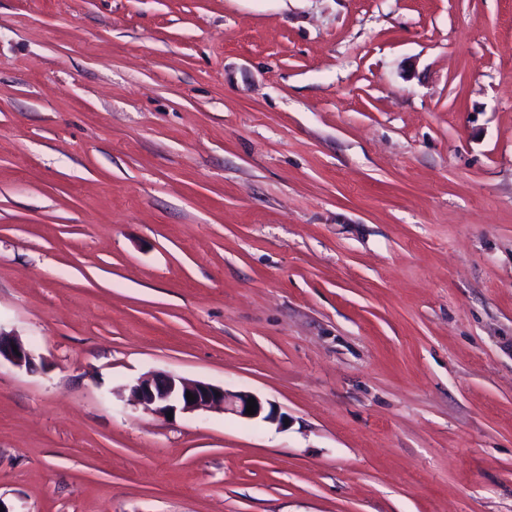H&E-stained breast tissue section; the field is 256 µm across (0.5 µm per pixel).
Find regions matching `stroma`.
<instances>
[{
  "instance_id": "35a3bbf8",
  "label": "stroma",
  "mask_w": 512,
  "mask_h": 512,
  "mask_svg": "<svg viewBox=\"0 0 512 512\" xmlns=\"http://www.w3.org/2000/svg\"><path fill=\"white\" fill-rule=\"evenodd\" d=\"M0 330L10 512H512V0H0ZM13 345H16L17 352H14ZM2 358L19 368H30L32 365V355L23 342L0 330V362ZM131 397L145 409L167 417L179 413H190L204 408H219L248 421L260 419L268 423L285 424V417L278 414L276 407L262 400L251 391H228L224 387L202 381H188L185 378L169 373L156 374L148 378L136 380L129 387ZM187 392L194 396L188 401ZM220 393V396H216ZM254 398L257 402L256 414H246L247 400Z\"/></svg>"
}]
</instances>
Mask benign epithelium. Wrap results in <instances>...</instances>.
I'll use <instances>...</instances> for the list:
<instances>
[{"mask_svg":"<svg viewBox=\"0 0 512 512\" xmlns=\"http://www.w3.org/2000/svg\"><path fill=\"white\" fill-rule=\"evenodd\" d=\"M2 358L19 368H29L32 365V355L23 342L0 330V359ZM129 391L138 404L164 417L170 413H190L213 407L248 421L260 419L280 426L285 424V417L278 414L273 404L262 400L251 391H228L217 385L188 381L169 373L138 379L129 387ZM189 392L194 396L192 401L186 398ZM250 398L257 402L254 415L246 414L247 400Z\"/></svg>","mask_w":512,"mask_h":512,"instance_id":"1","label":"benign epithelium"}]
</instances>
